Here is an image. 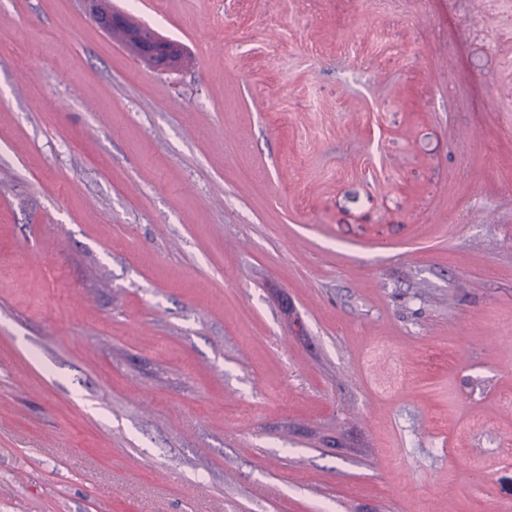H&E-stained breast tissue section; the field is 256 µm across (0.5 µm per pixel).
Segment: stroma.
Returning <instances> with one entry per match:
<instances>
[{"mask_svg":"<svg viewBox=\"0 0 512 512\" xmlns=\"http://www.w3.org/2000/svg\"><path fill=\"white\" fill-rule=\"evenodd\" d=\"M112 2L0 0V512H512V0ZM125 14V17L121 18L118 22V24H121L120 28L125 32V38L114 33L112 36V28L106 33L110 36L111 39L113 38V40L120 43L131 56L137 58L141 63H143L145 67L152 69L150 60L140 50L139 43L142 40V36H148L150 33H152L171 43L177 44L176 40L166 39L165 36H163L161 33H159L158 30L149 24L140 20H136L130 14Z\"/></svg>","mask_w":512,"mask_h":512,"instance_id":"obj_1","label":"stroma"}]
</instances>
